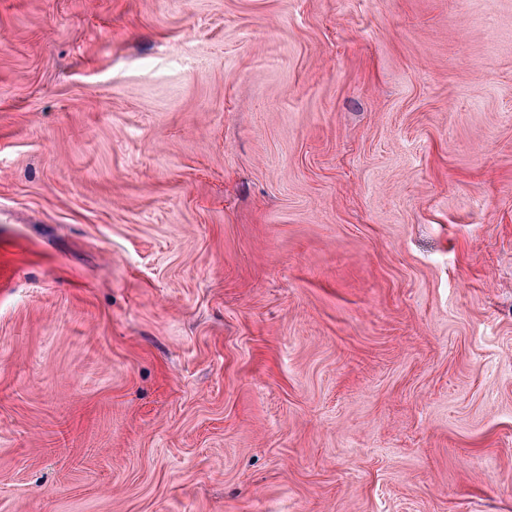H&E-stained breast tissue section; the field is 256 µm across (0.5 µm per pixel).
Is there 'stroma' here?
I'll return each mask as SVG.
<instances>
[{
  "label": "stroma",
  "instance_id": "obj_1",
  "mask_svg": "<svg viewBox=\"0 0 512 512\" xmlns=\"http://www.w3.org/2000/svg\"><path fill=\"white\" fill-rule=\"evenodd\" d=\"M0 512H512V0H0Z\"/></svg>",
  "mask_w": 512,
  "mask_h": 512
}]
</instances>
